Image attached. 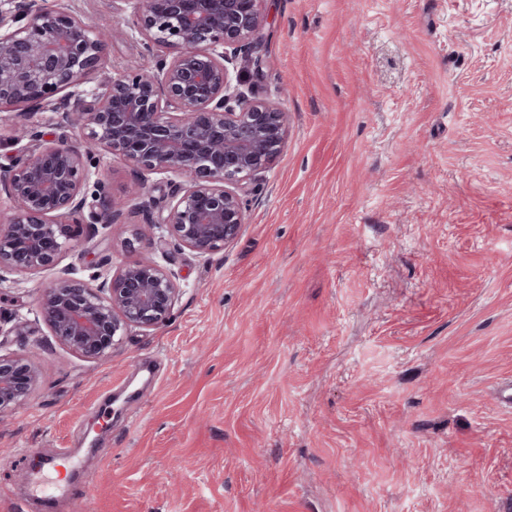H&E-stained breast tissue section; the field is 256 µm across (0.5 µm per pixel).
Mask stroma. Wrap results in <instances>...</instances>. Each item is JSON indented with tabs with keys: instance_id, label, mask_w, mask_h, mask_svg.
Masks as SVG:
<instances>
[{
	"instance_id": "obj_1",
	"label": "stroma",
	"mask_w": 512,
	"mask_h": 512,
	"mask_svg": "<svg viewBox=\"0 0 512 512\" xmlns=\"http://www.w3.org/2000/svg\"><path fill=\"white\" fill-rule=\"evenodd\" d=\"M89 16L101 71L142 51L125 0H48ZM258 96L287 136L236 239L175 256L172 320L80 357L36 317L66 267L144 258L140 179L102 154L124 237H80L7 274L0 351L40 370L0 417V512H499L512 499V0H262ZM0 111V136L58 133ZM98 450H91V443Z\"/></svg>"
}]
</instances>
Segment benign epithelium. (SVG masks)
I'll return each mask as SVG.
<instances>
[{
	"mask_svg": "<svg viewBox=\"0 0 512 512\" xmlns=\"http://www.w3.org/2000/svg\"><path fill=\"white\" fill-rule=\"evenodd\" d=\"M126 2L141 62L85 88L84 78L101 68L105 33L47 0H0V109L53 112L61 130L51 140L32 131L16 136L26 144L0 171V196L13 208L0 225V283L3 271L56 265L82 225L91 236L100 227L122 236L125 202L99 182L88 189L93 152L120 157L141 175L187 177L139 203L158 229L146 247L165 263L142 259L114 272L112 259L101 258L83 280L63 269L38 298L37 316L58 340L94 360L110 357L128 329L170 319L180 288L168 248L203 258L235 240L244 196L273 165L287 123L280 107L255 93L265 66L261 0ZM169 48L177 49L171 58L162 54ZM37 381L24 354L0 353V417L26 402Z\"/></svg>",
	"mask_w": 512,
	"mask_h": 512,
	"instance_id": "obj_1",
	"label": "benign epithelium"
}]
</instances>
